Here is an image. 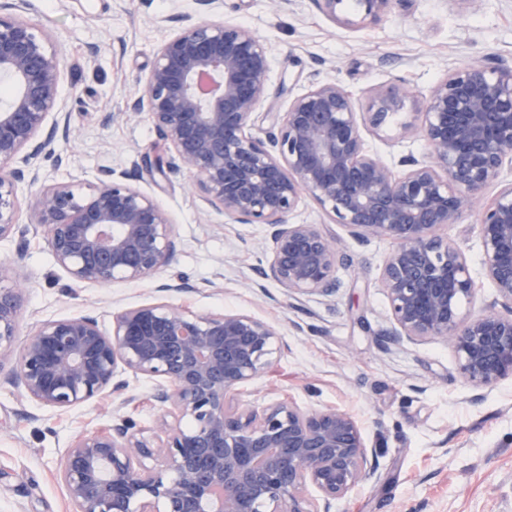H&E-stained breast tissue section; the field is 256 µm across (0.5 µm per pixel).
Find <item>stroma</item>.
Listing matches in <instances>:
<instances>
[{
    "label": "stroma",
    "mask_w": 512,
    "mask_h": 512,
    "mask_svg": "<svg viewBox=\"0 0 512 512\" xmlns=\"http://www.w3.org/2000/svg\"><path fill=\"white\" fill-rule=\"evenodd\" d=\"M224 19L249 27L267 46L268 95L262 108L284 111L289 95L336 81L352 91L358 111L369 98L399 88L424 98L452 70L485 59L512 66V0H393L378 22L349 29L322 14L313 0H223ZM195 0H28L24 14L51 39L63 80L61 103L73 137L40 164L51 180L76 189L101 170L126 176L172 216L179 245L165 269L196 289L171 301L193 313L246 312L270 323L280 351L233 407L261 409L289 397L301 407H338L359 422L378 454V476L335 512H512V379L481 400L458 375L440 342L407 341L381 348L392 329L381 272L390 240L352 237L312 200L290 216L314 224L340 244L335 295L286 296L260 278L267 228L236 224L210 210L189 177L159 173L163 152L147 117L122 118L144 91L156 48L175 20L195 14ZM371 153L386 163L427 159L425 142L400 136L396 125L364 131ZM479 210L465 211L438 234L465 254L477 293L467 313L493 301L483 274ZM24 253L0 243V263L26 276L20 336L47 318L114 314L156 300L153 281L106 288L70 285L42 235ZM98 402L57 414L21 396L0 373V512H73L60 478V452L80 433L108 425Z\"/></svg>",
    "instance_id": "stroma-1"
}]
</instances>
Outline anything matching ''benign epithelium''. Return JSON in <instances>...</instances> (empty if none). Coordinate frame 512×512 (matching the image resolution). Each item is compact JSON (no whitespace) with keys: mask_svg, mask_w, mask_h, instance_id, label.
Wrapping results in <instances>:
<instances>
[{"mask_svg":"<svg viewBox=\"0 0 512 512\" xmlns=\"http://www.w3.org/2000/svg\"><path fill=\"white\" fill-rule=\"evenodd\" d=\"M392 0H313L345 27L374 23ZM200 18L179 20L156 50L144 93L128 115L144 114L165 142L157 168L188 173L214 210L268 227L261 277L290 297L336 293L342 252L315 224H292L306 196L358 239L394 243L382 269L393 319L388 343L442 342L457 356L478 400L512 378V185L483 208V271L495 300L463 314L476 283L464 253L435 231L480 203L512 164V67L476 62L439 81L419 123L429 160L403 157L397 172L372 155L361 134L380 130L414 99L375 94L356 112L353 96L327 81L288 100L262 140L252 135L267 97L265 44L248 27L209 19L222 0H196ZM18 5L0 3V76L13 91L0 105V241L28 247L17 223L20 194L40 179L36 161L71 135L60 109L61 65L49 37ZM32 224L72 285L109 287L155 277L178 240L169 213L112 172L85 191L40 190ZM23 278L0 266V369L20 347L6 381L41 407L67 412L109 399L112 424L64 448L60 472L74 512H331L378 471L357 421L339 408L311 411L290 399L262 412L230 397L266 372L277 352L273 327L248 313L194 314L165 301L125 309L103 327L92 316L48 318L18 341ZM162 293L196 290L189 279L160 281ZM154 382L163 414L145 432L125 414L136 400H110L126 376Z\"/></svg>","mask_w":512,"mask_h":512,"instance_id":"7a95c632","label":"benign epithelium"}]
</instances>
